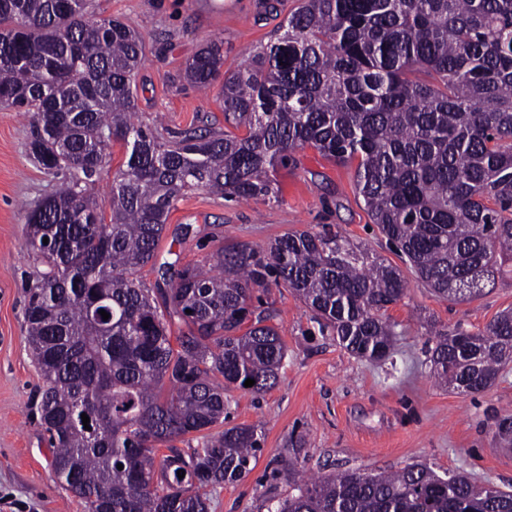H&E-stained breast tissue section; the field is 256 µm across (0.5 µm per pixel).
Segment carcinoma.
<instances>
[{
  "mask_svg": "<svg viewBox=\"0 0 512 512\" xmlns=\"http://www.w3.org/2000/svg\"><path fill=\"white\" fill-rule=\"evenodd\" d=\"M284 27L233 72L221 41L196 53L184 78L204 93L220 85L232 130L169 141L138 113L146 43L135 29L93 18L92 0H0V110L30 119L46 172L70 173L27 213L43 269L24 323L53 472L87 512H209L208 488L251 471L263 434L215 427L224 392L270 391L287 356L255 292L289 289L357 358L394 350L386 311L406 296L402 270L329 224L261 251L222 249L146 287L137 274L184 192L277 199V167L312 147L358 161L372 222L435 296L480 297L512 262V0H301ZM417 68L434 81L410 80ZM115 142L125 162L99 203L87 186ZM427 329L433 376L462 393L485 391L512 362L511 310L479 333ZM191 434L189 452L173 445ZM297 490L269 512H512L511 492L419 464L304 477Z\"/></svg>",
  "mask_w": 512,
  "mask_h": 512,
  "instance_id": "cac0c4a2",
  "label": "carcinoma"
}]
</instances>
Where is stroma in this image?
Segmentation results:
<instances>
[{
  "label": "stroma",
  "instance_id": "stroma-1",
  "mask_svg": "<svg viewBox=\"0 0 512 512\" xmlns=\"http://www.w3.org/2000/svg\"><path fill=\"white\" fill-rule=\"evenodd\" d=\"M297 0L268 12L264 0H94L99 18H117L144 37L146 62L137 77L138 106L172 132L224 127L216 92L181 79L186 62L214 36L224 39V68L248 62ZM30 125L0 110V512H85L52 470V455L33 398L43 385L26 341L24 284L38 268L25 245L28 209L52 193L62 175L45 172L29 150ZM355 164L327 160L308 147L278 167L279 200L230 201L197 190L180 197L156 250L139 277L155 287L164 262L209 263L220 248L239 243L260 250L275 238L331 224L351 240L400 264L355 188ZM406 297L387 314L398 336L392 357L373 364L320 332L288 289L262 292L288 354L278 384L255 396L234 388L228 425H256L262 449L240 482L210 491V512H268L272 501L294 495L287 459L299 456L306 473L380 472L421 463L437 474L459 472L474 482L512 492V444L495 434L496 420L512 413V362L477 395L437 384L427 355L428 319L483 331L512 309V272L484 296L457 302L436 297L406 272Z\"/></svg>",
  "mask_w": 512,
  "mask_h": 512
}]
</instances>
